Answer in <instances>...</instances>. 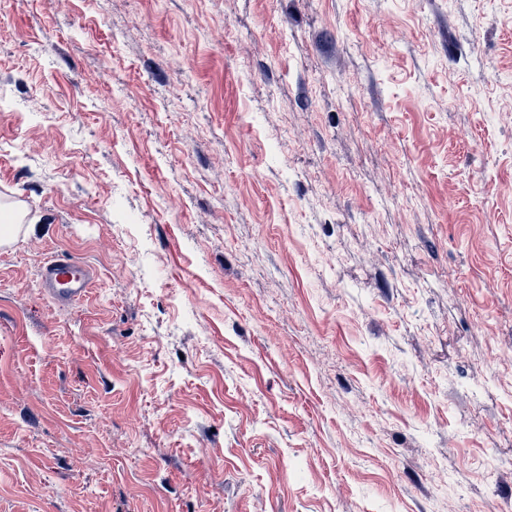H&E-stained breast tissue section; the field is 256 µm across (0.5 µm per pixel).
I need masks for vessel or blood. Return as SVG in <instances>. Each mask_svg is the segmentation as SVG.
<instances>
[{"mask_svg": "<svg viewBox=\"0 0 512 512\" xmlns=\"http://www.w3.org/2000/svg\"><path fill=\"white\" fill-rule=\"evenodd\" d=\"M93 274L79 258L58 254L41 268L39 285L42 292L57 305L83 301L91 291Z\"/></svg>", "mask_w": 512, "mask_h": 512, "instance_id": "b4317fda", "label": "vessel or blood"}]
</instances>
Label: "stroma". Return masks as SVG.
Wrapping results in <instances>:
<instances>
[{"mask_svg":"<svg viewBox=\"0 0 512 512\" xmlns=\"http://www.w3.org/2000/svg\"><path fill=\"white\" fill-rule=\"evenodd\" d=\"M0 202V512H512V0H0ZM93 274L79 258L55 255L41 268L39 285L56 305H72L83 301L91 292Z\"/></svg>","mask_w":512,"mask_h":512,"instance_id":"obj_1","label":"stroma"}]
</instances>
